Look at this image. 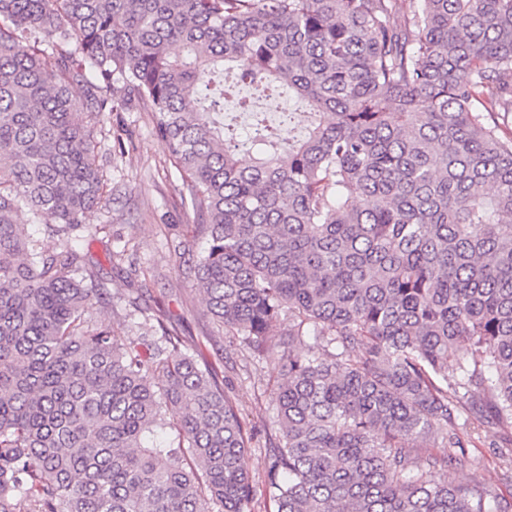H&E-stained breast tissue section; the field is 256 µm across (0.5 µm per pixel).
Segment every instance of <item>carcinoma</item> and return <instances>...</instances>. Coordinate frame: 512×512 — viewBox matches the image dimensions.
<instances>
[{
	"label": "carcinoma",
	"instance_id": "1",
	"mask_svg": "<svg viewBox=\"0 0 512 512\" xmlns=\"http://www.w3.org/2000/svg\"><path fill=\"white\" fill-rule=\"evenodd\" d=\"M75 84L151 113L206 310L277 375L274 512H509L434 471L512 435V0H0V512H249L217 373L160 313L112 334L77 276L103 181ZM280 86L301 140L257 109ZM287 102V104H283L282 101H280L279 103V108L276 109L275 108V105L269 107V106H266V105H262L263 107H267L268 109H263V110H266L268 112V117L269 119L274 122V123H277L278 120H279V116H280V111H283V109L281 108H286L287 112H295L296 114H294L295 116V119H294V125L295 126V129L293 130V132L291 133L292 135H297L299 136L300 134H302V132H304V127L305 125L307 124V117L306 115L307 114H304L303 112H309L308 109L306 107H302V106H298V105H295L293 102H288V101H285Z\"/></svg>",
	"mask_w": 512,
	"mask_h": 512
}]
</instances>
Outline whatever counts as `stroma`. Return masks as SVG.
I'll use <instances>...</instances> for the list:
<instances>
[{
  "mask_svg": "<svg viewBox=\"0 0 512 512\" xmlns=\"http://www.w3.org/2000/svg\"><path fill=\"white\" fill-rule=\"evenodd\" d=\"M89 121L103 152L100 163L107 183L104 209L86 218L94 237L83 247L87 269L111 294L100 318L115 335L134 336L150 329L143 310L164 308L168 327L184 337L199 366L218 370L241 415L255 424L257 435L250 450L254 495L249 508L272 512L264 477L272 460L269 438L274 430L265 409L277 383L249 349L230 346L228 336L204 309L193 273L202 239L192 215L181 205V184L170 175L168 152L153 133L150 113L106 112ZM122 249L144 270L135 280H128L125 270L110 260L111 253ZM131 295L138 297L140 310L129 307ZM506 444L498 428H482L475 446L467 450L466 467L451 464L438 469L436 477L454 484L470 480L487 487L490 495L510 497L512 481L488 476L492 460Z\"/></svg>",
  "mask_w": 512,
  "mask_h": 512,
  "instance_id": "obj_1",
  "label": "stroma"
}]
</instances>
